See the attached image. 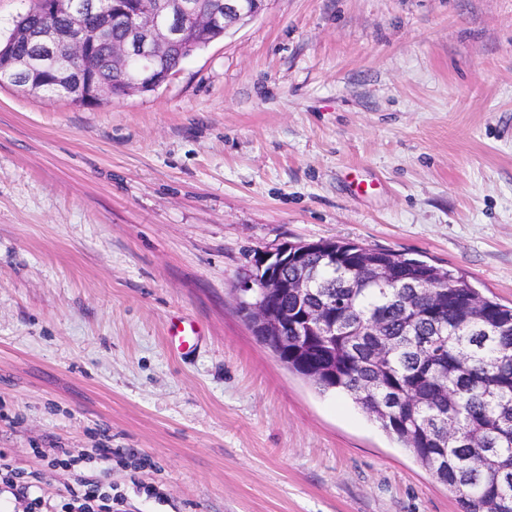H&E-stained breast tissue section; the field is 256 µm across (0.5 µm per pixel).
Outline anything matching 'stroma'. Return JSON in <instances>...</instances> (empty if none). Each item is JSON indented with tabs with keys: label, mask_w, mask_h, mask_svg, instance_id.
I'll return each mask as SVG.
<instances>
[{
	"label": "stroma",
	"mask_w": 512,
	"mask_h": 512,
	"mask_svg": "<svg viewBox=\"0 0 512 512\" xmlns=\"http://www.w3.org/2000/svg\"><path fill=\"white\" fill-rule=\"evenodd\" d=\"M318 239L512 303V0H267L149 93L0 88V462L129 451L123 512H461L240 311Z\"/></svg>",
	"instance_id": "35a3bbf8"
}]
</instances>
